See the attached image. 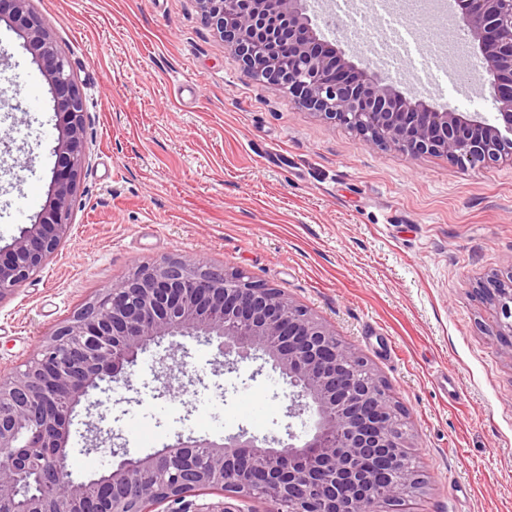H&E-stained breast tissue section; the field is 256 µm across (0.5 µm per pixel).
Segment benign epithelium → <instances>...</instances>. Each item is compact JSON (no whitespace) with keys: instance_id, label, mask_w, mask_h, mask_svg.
I'll use <instances>...</instances> for the list:
<instances>
[{"instance_id":"1","label":"benign epithelium","mask_w":512,"mask_h":512,"mask_svg":"<svg viewBox=\"0 0 512 512\" xmlns=\"http://www.w3.org/2000/svg\"><path fill=\"white\" fill-rule=\"evenodd\" d=\"M32 0H0V22L19 31L44 72L59 116L48 201L0 256V300L38 271L71 229L85 157L86 109L69 61ZM202 21L251 78L282 86L298 104L410 157L444 155L463 169L512 162V0H464L459 16L488 62L500 112H441L385 84L320 39L303 0H196ZM288 46V58L281 49ZM500 315L512 358V260L476 289ZM190 336L216 345L231 370L263 359L278 369L289 413L314 418L288 441L241 430L219 439L178 435L144 457L108 448L98 475L77 478L72 416L100 383L128 379L151 346ZM402 413L368 361L335 329L281 290L191 257L138 266L40 340L34 357L0 373V512H399L421 488ZM216 489L239 502L197 503Z\"/></svg>"}]
</instances>
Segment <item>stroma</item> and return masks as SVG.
<instances>
[{
	"instance_id": "1",
	"label": "stroma",
	"mask_w": 512,
	"mask_h": 512,
	"mask_svg": "<svg viewBox=\"0 0 512 512\" xmlns=\"http://www.w3.org/2000/svg\"><path fill=\"white\" fill-rule=\"evenodd\" d=\"M71 63L86 105L85 163L68 237L0 301V371L144 262L194 257L278 288L336 329L386 383L425 485L405 512H512V358L499 315L476 288L512 259V164L464 170L409 158L247 77L196 0H33ZM467 90L436 88V109L490 117L488 66L459 45ZM57 118L45 76L0 22V248L47 197ZM188 374L159 396L164 347L120 397L76 408L143 457L178 435L304 433L271 366L235 371L192 338ZM218 421L197 426L201 401Z\"/></svg>"
}]
</instances>
